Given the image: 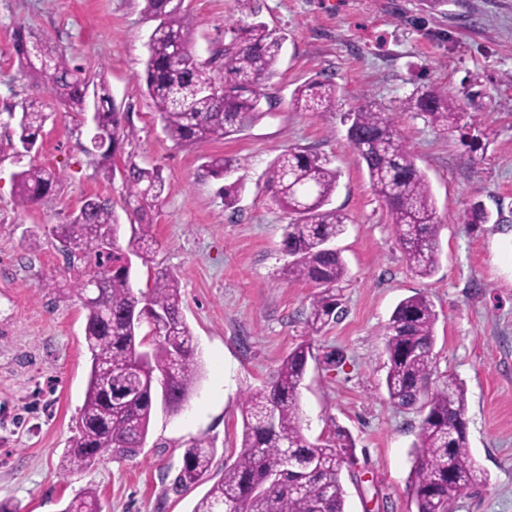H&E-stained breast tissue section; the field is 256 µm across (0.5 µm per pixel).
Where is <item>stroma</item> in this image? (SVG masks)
<instances>
[{
	"instance_id": "obj_1",
	"label": "stroma",
	"mask_w": 512,
	"mask_h": 512,
	"mask_svg": "<svg viewBox=\"0 0 512 512\" xmlns=\"http://www.w3.org/2000/svg\"><path fill=\"white\" fill-rule=\"evenodd\" d=\"M260 18L283 39L266 82L272 106L244 131L180 146L163 132L143 83L155 26L143 0H0V502L18 512H62L96 489L103 512H192L232 463L241 443L240 403L262 387L305 338L311 285L288 281L287 214L266 186L269 163L285 150L317 153L339 170L333 208L348 217L335 241L346 266L343 314L313 343L299 394V423L311 441L338 428L355 440L343 471L346 512H416L414 444L425 411L388 400L384 327L396 304L421 293L438 314L433 385L448 377L466 391L469 447L484 486L465 491L456 512H512V0H259ZM233 0H184L195 51L224 42ZM25 27L50 50L64 49L87 73H104L132 136L122 158L161 168L165 190L148 217L160 247L132 261L135 292L157 272L173 274L197 346L201 378L179 413L156 409L136 455L115 454L64 477L60 464L87 389L85 312L73 274L51 234L84 197L111 196L127 247L138 216L121 178L90 163L88 138L73 114L19 78L14 33ZM330 77L332 108L297 112L294 89ZM447 89L477 130L483 153L470 154L425 119L406 113L398 129L431 186L441 223V262L428 278L409 267L365 164L346 141V117L370 104L387 112L417 87ZM38 101L48 120L30 161L64 171L51 209L21 210L13 174L21 164L9 111ZM240 160L245 189L235 210L205 174L208 157ZM481 203L489 215L472 224ZM337 349L340 366L321 357ZM217 447L198 486L174 492L186 448L200 437Z\"/></svg>"
}]
</instances>
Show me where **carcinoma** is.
<instances>
[{
    "label": "carcinoma",
    "instance_id": "1",
    "mask_svg": "<svg viewBox=\"0 0 512 512\" xmlns=\"http://www.w3.org/2000/svg\"><path fill=\"white\" fill-rule=\"evenodd\" d=\"M146 16L157 22L148 43L145 84L167 136L178 145L222 140L242 131L264 115L271 103L263 81L277 64L282 43L258 19L257 0H233L237 18L224 24L229 40L209 59L192 46L191 23L183 0H144ZM15 58L24 77L52 96L65 111L83 116L94 112L97 129L112 146L86 151L93 165L111 174L121 140L129 133L125 113L114 103L104 74L84 75L65 51L49 52L42 41L17 30ZM223 84L224 95L208 91ZM338 88L326 77L297 87L291 106L297 112H319L336 104ZM416 112L441 134L467 142L470 152L482 149V139L469 130L466 113L448 91L417 88L400 104ZM48 115L34 104L21 106L18 142L34 150ZM347 142L365 163L371 187L385 203L409 267L422 278L432 276L440 261L439 228L431 186L419 170L405 141L395 129V116L373 106L347 115ZM233 161L212 156L206 174L224 178ZM122 183L126 202L145 212L160 201L164 178L156 166L125 161ZM338 171L330 162L302 148L279 154L266 171L274 201L290 216L284 228V247L290 261L286 276L317 288L305 320L306 335L318 336L337 319L340 288L347 276L345 263L333 246L348 217L330 201ZM15 200L22 208H48L62 188L61 173L29 163L14 174ZM244 189L234 181L222 186L224 208L233 209ZM120 232L112 201L87 196L79 210L52 227L68 269L73 290L86 311L85 341L90 375L75 435L61 464V473L82 471L108 453L132 455L147 436L158 402L153 375L170 379L163 407L181 410L196 387L200 364L192 331L183 315L180 284L160 272L148 293L138 295L130 285L127 253L147 262L159 242L152 225H140L128 251L117 245ZM437 314L423 294L401 300L384 327L388 398L400 407L423 402L427 409L415 444L411 486L416 512H455L457 499L468 489L486 483L469 448L465 419L466 391L450 376L443 387L429 391L433 371L434 328ZM154 343L146 344L143 324ZM312 343L304 340L282 360L273 380L249 391L242 400L240 451L224 475L199 499L193 512H345L343 468L351 463L355 442L343 429L321 443L303 434L298 417V390ZM216 453L213 440L201 437L183 454L175 490L197 484L211 469ZM62 512H102L97 491L86 490Z\"/></svg>",
    "mask_w": 512,
    "mask_h": 512
}]
</instances>
